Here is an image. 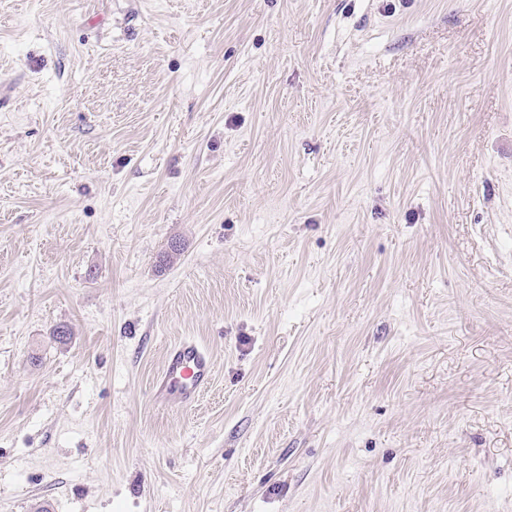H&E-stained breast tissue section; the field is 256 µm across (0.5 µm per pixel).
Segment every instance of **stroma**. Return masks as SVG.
Listing matches in <instances>:
<instances>
[{"instance_id":"35a3bbf8","label":"stroma","mask_w":512,"mask_h":512,"mask_svg":"<svg viewBox=\"0 0 512 512\" xmlns=\"http://www.w3.org/2000/svg\"><path fill=\"white\" fill-rule=\"evenodd\" d=\"M0 512H512V0H0ZM214 369L211 352L197 342L184 340L173 345L153 382V400L169 408L191 406L209 388Z\"/></svg>"}]
</instances>
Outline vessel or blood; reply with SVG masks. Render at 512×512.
<instances>
[{
    "label": "vessel or blood",
    "mask_w": 512,
    "mask_h": 512,
    "mask_svg": "<svg viewBox=\"0 0 512 512\" xmlns=\"http://www.w3.org/2000/svg\"><path fill=\"white\" fill-rule=\"evenodd\" d=\"M214 369L211 352L197 342L184 340L173 345L153 382L155 403L176 409L191 406L209 388Z\"/></svg>",
    "instance_id": "b4317fda"
}]
</instances>
